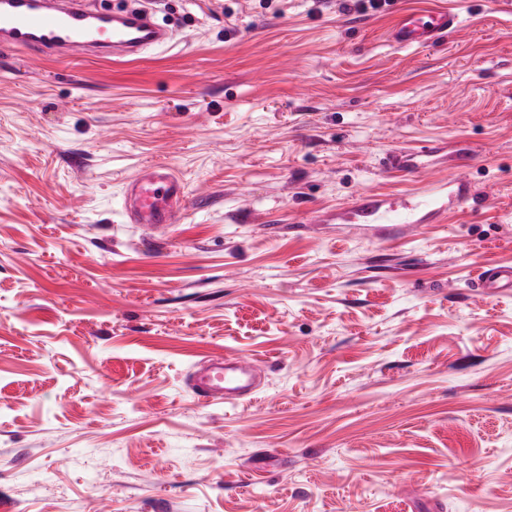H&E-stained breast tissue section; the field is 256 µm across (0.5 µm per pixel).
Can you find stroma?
<instances>
[{
  "instance_id": "35a3bbf8",
  "label": "stroma",
  "mask_w": 512,
  "mask_h": 512,
  "mask_svg": "<svg viewBox=\"0 0 512 512\" xmlns=\"http://www.w3.org/2000/svg\"><path fill=\"white\" fill-rule=\"evenodd\" d=\"M159 0L138 59L0 50V500L11 512H512V8ZM471 160L443 224H334ZM190 210L127 223L141 168ZM257 360L239 405L195 363ZM458 24V14L452 8L412 11L400 15L390 30V39L401 46L433 43ZM476 288H512V266L486 264L478 276Z\"/></svg>"
}]
</instances>
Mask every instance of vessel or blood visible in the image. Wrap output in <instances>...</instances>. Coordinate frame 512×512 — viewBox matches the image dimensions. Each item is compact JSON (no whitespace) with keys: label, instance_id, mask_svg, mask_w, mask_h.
<instances>
[{"label":"vessel or blood","instance_id":"vessel-or-blood-1","mask_svg":"<svg viewBox=\"0 0 512 512\" xmlns=\"http://www.w3.org/2000/svg\"><path fill=\"white\" fill-rule=\"evenodd\" d=\"M458 24L454 9L412 11L400 15L390 39L401 46L433 43ZM171 33L151 12L131 7L121 12L97 9L91 0H0V48L26 49L39 57H59L76 51L123 59L168 45ZM469 163L456 157L455 175L423 180L411 199L398 201L376 194L360 196L351 207L355 218L371 224L402 227L424 224L445 215L461 201L473 200L472 182L464 174ZM188 208L185 187L169 168L139 171L125 195L128 223L162 229ZM481 288H512V266L485 265L477 279ZM259 385V366L249 357L227 355L200 364L191 386L205 403L235 404L252 396Z\"/></svg>","mask_w":512,"mask_h":512}]
</instances>
